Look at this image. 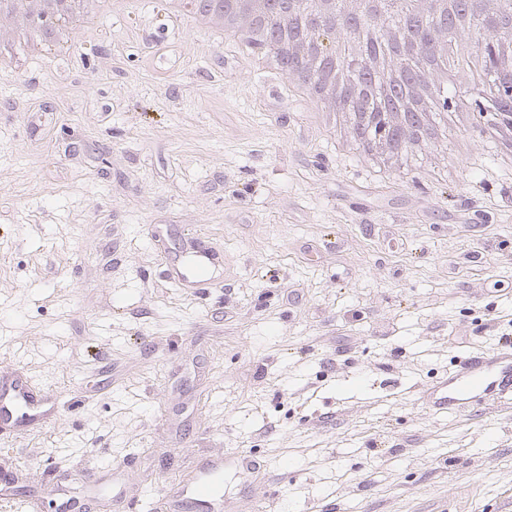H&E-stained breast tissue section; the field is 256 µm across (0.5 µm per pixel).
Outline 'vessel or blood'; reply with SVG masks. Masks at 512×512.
Returning <instances> with one entry per match:
<instances>
[{
    "mask_svg": "<svg viewBox=\"0 0 512 512\" xmlns=\"http://www.w3.org/2000/svg\"><path fill=\"white\" fill-rule=\"evenodd\" d=\"M177 29L160 28L153 16H146L143 23V36L152 43L175 41ZM222 262L217 253L199 248L193 250L179 276L185 280H195L216 268ZM492 393L500 402H512V353L495 351L483 357L465 360L458 374L444 382L434 401L440 409L458 410L465 406L467 397H480ZM51 397L48 392L35 387L25 376L17 375L0 381V423L35 421L49 418L48 406ZM223 463L207 461L197 468L192 487L171 486L161 492L158 501L160 512H196L205 508L206 512H221V474Z\"/></svg>",
    "mask_w": 512,
    "mask_h": 512,
    "instance_id": "1",
    "label": "vessel or blood"
}]
</instances>
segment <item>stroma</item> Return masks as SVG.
I'll return each mask as SVG.
<instances>
[{
    "mask_svg": "<svg viewBox=\"0 0 512 512\" xmlns=\"http://www.w3.org/2000/svg\"><path fill=\"white\" fill-rule=\"evenodd\" d=\"M167 0H114L68 49L0 69V378L56 396L0 425L17 491L122 465L153 512L200 457L230 512H512V410L426 391L512 335V166L477 131L411 172L337 149L316 109ZM201 236L223 263L178 286ZM142 31L144 38L155 44L175 42L178 35V29H175L174 27L161 29L156 24L154 17L151 15H147L144 18Z\"/></svg>",
    "mask_w": 512,
    "mask_h": 512,
    "instance_id": "35a3bbf8",
    "label": "stroma"
}]
</instances>
